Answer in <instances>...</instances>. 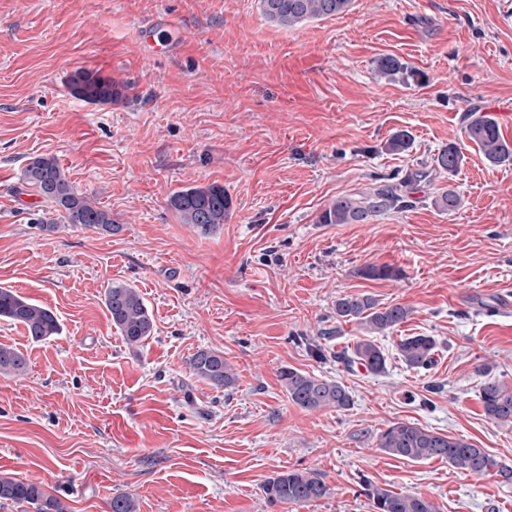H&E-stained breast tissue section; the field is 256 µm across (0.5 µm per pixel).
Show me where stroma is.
<instances>
[{
    "label": "stroma",
    "instance_id": "35a3bbf8",
    "mask_svg": "<svg viewBox=\"0 0 512 512\" xmlns=\"http://www.w3.org/2000/svg\"><path fill=\"white\" fill-rule=\"evenodd\" d=\"M171 21L149 56L139 28ZM393 55L416 71L391 82ZM86 70L127 85L93 104L68 82ZM493 117L512 140V0H352L294 28L259 0H0V286L57 316L34 342L0 321V344L28 358L0 375V472L42 485L69 512H283L262 486L277 472L319 474L328 494L292 512H371L364 482L429 498L437 512H512V483L377 446L410 422L466 440L512 467V426L488 420L481 370L512 387V165H493L465 115ZM409 152L382 146L396 131ZM455 175L421 185L413 207L365 224H320L355 197L431 163L448 143ZM55 158L119 232L40 228V199L18 193L30 157ZM223 186L231 206L202 236L169 206L185 186ZM459 197L451 213L436 192ZM389 266L397 278L365 269ZM137 288L155 332L139 348L112 326L104 292ZM402 304L409 318L370 335L337 320L342 295ZM437 341L430 369L408 367L403 337ZM370 338L383 373L346 367ZM222 352L235 389L188 362ZM294 368L349 390V409L306 411L280 378ZM378 72L393 80L408 81L413 75L412 69L400 59L394 56H384L376 60Z\"/></svg>",
    "mask_w": 512,
    "mask_h": 512
}]
</instances>
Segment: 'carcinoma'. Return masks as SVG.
<instances>
[{
	"mask_svg": "<svg viewBox=\"0 0 512 512\" xmlns=\"http://www.w3.org/2000/svg\"><path fill=\"white\" fill-rule=\"evenodd\" d=\"M352 0H259L263 16L271 23L290 28L315 19L340 15L349 10ZM378 72L393 80L406 81L412 69L394 56L376 60ZM73 95L91 103H110L124 95L116 82L89 71H78L70 78ZM465 132L470 142L494 165L512 164V142L501 132L499 124L489 116L467 114ZM412 147V136L406 130L394 132L386 141L387 152L401 154ZM462 148L450 143L433 159L432 169H417L395 182L379 185L357 198L340 197L321 211L318 224H363L373 217L408 205V198L417 187L431 184L433 173H457L463 162ZM21 189L43 200L48 213L58 214L68 224L98 233H112L119 225L112 213L97 206L91 199L74 191L65 171L55 158L35 156L29 159L19 178ZM169 206L181 223L191 225L198 233L209 235L222 224L230 209V199L224 187H185L170 197ZM105 308L112 325L131 347L142 346L154 335V321L137 289L122 283L106 288ZM336 319L355 321L372 333H390L411 315V309L394 304L380 306L369 294L336 298ZM0 320L24 327L29 338L41 342L60 333L56 315L47 307L21 295L18 291L0 287ZM437 348L432 336H407L398 343V353L405 364L414 369H428ZM351 367L357 363L374 374L385 370L382 350L371 340L357 341L351 354L342 356ZM192 374L217 389H232L236 384L233 369L224 354L200 349L189 360ZM29 361L18 349L0 344V374L19 375L28 371ZM288 399L297 407L312 411L321 408L346 410L352 405L349 391L341 383L288 368L281 373ZM479 397L485 416L501 425L512 424V388L489 373L483 374ZM378 447L387 454L409 461L445 460L449 464L476 474L497 472L507 480L512 470L499 463L485 449L463 439L433 432L406 422H395L381 431ZM329 488L321 477L310 470H287L276 473L263 484V492L271 505L301 506L328 494ZM364 493L371 502L372 512H436L434 503L420 494L398 493L369 482ZM36 506L37 512H66L64 503L46 493L34 482L0 474V503Z\"/></svg>",
	"mask_w": 512,
	"mask_h": 512,
	"instance_id": "carcinoma-1",
	"label": "carcinoma"
}]
</instances>
